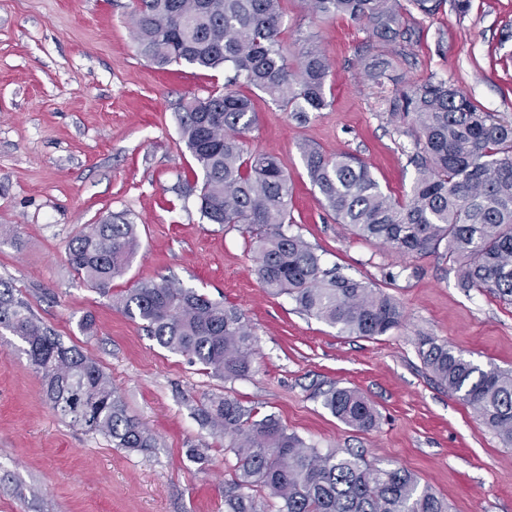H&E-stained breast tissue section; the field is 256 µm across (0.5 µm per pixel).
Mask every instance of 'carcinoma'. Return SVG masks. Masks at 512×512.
Listing matches in <instances>:
<instances>
[{
  "label": "carcinoma",
  "mask_w": 512,
  "mask_h": 512,
  "mask_svg": "<svg viewBox=\"0 0 512 512\" xmlns=\"http://www.w3.org/2000/svg\"><path fill=\"white\" fill-rule=\"evenodd\" d=\"M312 16L346 17L375 42L401 47L411 40L399 0H306ZM281 0H136L133 39L138 54L166 68L187 64L230 72L224 90L194 98L177 113L181 141L194 160L185 194L197 197L211 224H240L257 255V276L268 292L287 295L299 312L349 336L373 338L399 328L400 304L369 283L336 274L299 234L290 232L292 186L272 153L244 157V135L256 123L251 86L307 120L330 106V59L312 34L288 51L280 40ZM389 62L374 58L365 76L383 85ZM387 111L411 118L417 175L405 199L386 194L369 167L311 144L299 150L325 210L359 237L424 257L443 249L459 264V287L512 299V121L485 112L455 85L434 76L395 90ZM137 225L110 216L87 224L72 239V269L101 293L130 265ZM117 304L139 320L157 344L189 357L221 379L247 376L257 341L244 314L173 282L141 281ZM0 328L24 343L44 397L64 419L102 434L115 448L156 447L151 433L129 415L100 364L67 345L34 317L29 304L0 281ZM419 354L433 377L458 395L512 447V374L483 369L430 336ZM324 406L362 432L378 423L375 407L359 392L332 388ZM204 425L230 437L237 459L225 503L229 512H446L443 500L403 467H373L347 449L308 446L273 414L229 396L200 408Z\"/></svg>",
  "instance_id": "carcinoma-1"
}]
</instances>
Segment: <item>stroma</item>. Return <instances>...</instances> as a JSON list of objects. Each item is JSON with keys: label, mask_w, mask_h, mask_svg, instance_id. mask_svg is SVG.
<instances>
[{"label": "stroma", "mask_w": 512, "mask_h": 512, "mask_svg": "<svg viewBox=\"0 0 512 512\" xmlns=\"http://www.w3.org/2000/svg\"><path fill=\"white\" fill-rule=\"evenodd\" d=\"M134 0H0V280L42 323L94 358L129 413L156 438L145 452L112 447L56 415L22 342L0 329V512H228L224 490L236 458L202 425L209 398L228 395L275 414L289 432L326 450L349 448L369 463L413 472L448 512H512V447L425 368L428 335L482 368L512 371V301L458 286L446 252L404 256L335 223L298 149L350 153L382 189L401 198L416 176L410 120L390 119L382 90L448 80L482 110L512 119V0H446L430 16L405 14L414 31L406 59L376 89L360 59L369 41L347 18H316L305 0H283L280 38L314 33L333 67L331 106L301 122L263 92L242 87L257 115L247 152H272L293 187L292 232L325 267L394 297L406 318L371 339L339 333L267 293L248 235L208 223L181 181L194 161L176 114L223 87V70H161L136 52ZM136 224L139 248L105 295L67 261L71 239L107 215ZM166 278L239 309L257 339L252 372L222 380L160 347L113 302L142 280ZM94 335L79 329L84 316ZM333 387L377 409L361 432L323 405ZM208 445L192 460L189 448Z\"/></svg>", "instance_id": "1"}]
</instances>
